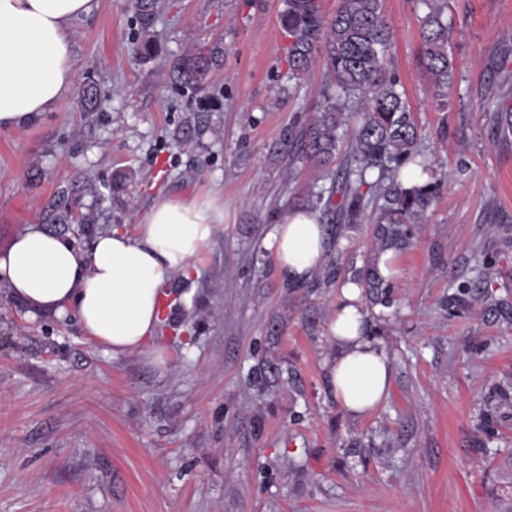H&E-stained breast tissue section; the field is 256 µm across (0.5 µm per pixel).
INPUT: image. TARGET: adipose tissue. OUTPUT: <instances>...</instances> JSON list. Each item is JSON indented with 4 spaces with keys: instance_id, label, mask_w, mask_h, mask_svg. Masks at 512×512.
<instances>
[{
    "instance_id": "obj_1",
    "label": "adipose tissue",
    "mask_w": 512,
    "mask_h": 512,
    "mask_svg": "<svg viewBox=\"0 0 512 512\" xmlns=\"http://www.w3.org/2000/svg\"><path fill=\"white\" fill-rule=\"evenodd\" d=\"M92 0H0V132L53 111L71 94L70 29ZM224 221L210 199H156L136 235L114 229L80 248L30 224L0 249V288L30 315L76 317L84 336L114 356L144 350L161 317V287L189 273ZM267 246L289 284L307 282L328 250L318 213L295 209L274 224ZM361 291L344 284L327 333L336 346L328 385L340 408L361 418L380 406L392 370L384 348L366 335Z\"/></svg>"
}]
</instances>
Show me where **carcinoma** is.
I'll return each mask as SVG.
<instances>
[{
	"label": "carcinoma",
	"instance_id": "1",
	"mask_svg": "<svg viewBox=\"0 0 512 512\" xmlns=\"http://www.w3.org/2000/svg\"><path fill=\"white\" fill-rule=\"evenodd\" d=\"M426 12L420 17L421 61L430 79V92L439 110L448 108L455 79V64L449 51L448 0H418ZM163 0H129L140 29H151ZM280 26L288 36V70L298 76L321 64L326 91L310 126L285 137L288 153H305L323 163L336 154L339 140L351 133L353 166L336 179V190L316 195V202L351 224L365 218V192L381 203L371 217L377 224L375 250L383 253L408 248L411 225L421 224L436 201L441 179L434 163L417 148L420 139L389 54L391 33L381 0H340L336 14L326 15L323 0H283ZM224 48L214 44L206 50L189 51L170 64L173 81L202 90L212 69L222 64ZM362 101L359 119L349 127L347 103ZM82 112H99L102 101L96 83L87 81L77 93ZM503 134H512V102L505 100L494 112ZM407 168L429 176L421 185L402 182ZM61 224H94V211L74 213L71 207L56 215ZM349 281L367 289L371 299L388 303L391 284L378 274L374 264L351 270Z\"/></svg>",
	"mask_w": 512,
	"mask_h": 512
}]
</instances>
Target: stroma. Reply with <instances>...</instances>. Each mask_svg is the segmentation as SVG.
<instances>
[{"mask_svg": "<svg viewBox=\"0 0 512 512\" xmlns=\"http://www.w3.org/2000/svg\"><path fill=\"white\" fill-rule=\"evenodd\" d=\"M282 0H165L141 33L128 0H94L71 27L75 95L0 132V247L27 225L89 243L136 234L157 197L218 198L224 222L191 276L162 287L163 359L107 354L75 319L29 316L0 294V512H512V135L494 120L512 97V0H449L455 80L438 111L420 58L413 0H383L390 55L446 181L412 247L395 258L389 306L367 305L387 349V399L351 419L327 384V326L353 265L373 257L376 226L329 230L326 261L291 287L265 237L349 165L281 154L285 129L309 125L322 68L284 60ZM153 39L158 54L141 59ZM221 44L204 90L169 65ZM188 121L199 129L178 139ZM123 175L127 190L112 196ZM81 205L94 224H59ZM485 255L491 269L480 272ZM469 281L465 306L447 299ZM77 103L80 111L98 112L102 109V101L99 97L96 83L90 79L77 93Z\"/></svg>", "mask_w": 512, "mask_h": 512, "instance_id": "1", "label": "stroma"}]
</instances>
